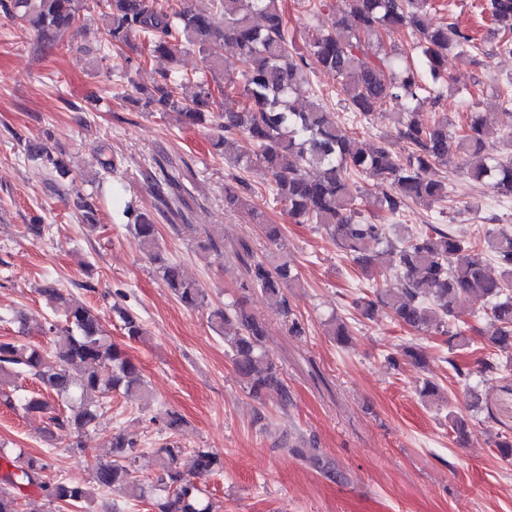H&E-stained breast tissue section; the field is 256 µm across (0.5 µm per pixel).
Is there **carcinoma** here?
<instances>
[{"label":"carcinoma","instance_id":"cac0c4a2","mask_svg":"<svg viewBox=\"0 0 512 512\" xmlns=\"http://www.w3.org/2000/svg\"><path fill=\"white\" fill-rule=\"evenodd\" d=\"M103 52L132 45L136 36L149 40L148 55L170 64L159 79L145 86L126 70L120 78L134 92L133 102L143 112L172 115L188 127L214 128L213 153L224 156L229 167L246 172L259 166L269 178L274 199L298 224H313L322 231L367 276L376 279V260L391 257L395 283L380 288L376 299L357 297L351 306L371 320L379 310L390 311L404 328L421 335L448 337V349L457 353L474 347L459 308L473 299H483V315L489 324L488 341L512 361V230L489 229L487 248L461 238L448 229L430 224L416 232H391L361 216L358 181H377L388 191L372 201L374 209L398 215L407 201L432 203L449 197L448 179L441 168L453 167L467 179L486 180L497 196L512 198V152L504 156L491 140L487 118L473 115L461 126L438 117L431 120L419 111L421 95L440 93L448 82L445 61L448 52L465 60L476 48L475 38L455 22L436 23L430 0H344L340 13L332 14L321 29L298 48L290 38L283 0H215L216 10H192L188 0L175 6L160 0H96ZM498 40L491 54H512V0H486L483 5ZM4 12L47 45L74 38L85 21L88 0H0ZM409 33L413 42L404 46L394 36ZM236 56L243 84L227 77L225 50ZM194 51L205 61V70L191 77L179 70L181 57ZM341 80L347 109L357 120L387 104L400 107L394 113L400 136L409 149L397 155L388 142L370 147L364 137L336 123L318 104H297L296 90L309 81L307 58ZM249 141L253 150L243 151L236 137ZM24 155L38 160L59 179L69 173L66 160L47 143L28 142ZM160 203L168 208L180 190L168 175L155 180ZM250 187L241 177L224 184V211L243 212L259 225L269 243L280 246V224L267 222L263 212L249 200ZM115 202L123 205L127 229L138 239L142 252L157 275L187 308L202 305L206 295L181 266L166 257L160 247L154 215L125 199L117 185ZM244 261L246 279L241 288L261 294L268 306L287 319L291 333L301 336L305 327L291 317L286 290L302 287L288 253L256 257L245 241L233 247ZM495 260L497 271L490 268ZM50 304L63 312L67 335L52 352L27 341L0 339V387L22 377L35 381L45 392L63 401L57 411L39 395L21 399L30 416L44 417L49 425L76 436L82 452V437L96 430L102 416L100 399L121 392L142 401L152 398L137 363L104 332L96 311L67 298L52 285L39 289ZM112 310L122 323L125 336H145L139 317L118 304ZM210 324L224 333L229 354L242 389L264 403L271 394L288 403V387L266 346L267 328L246 299L234 297L210 312ZM327 332L337 343L351 336L346 322L330 316ZM420 368L427 357L417 344L403 346L385 356L397 368L400 360ZM457 383L468 395L466 413H451L452 430L461 444L468 439L469 412L481 398L471 386L473 373L449 361ZM160 430L173 433L184 418L175 411L155 417ZM499 455L512 459V432L495 434ZM111 447L118 459L100 464L93 483L128 497L154 499L157 512H214L202 495L197 480L224 467L220 455L208 448L195 449L189 463H181L183 449L175 442L155 449L160 458L156 481L146 486L136 479L138 440L124 432L112 435ZM0 459L14 471L0 479V512H19L22 485L40 490L49 502L79 506L90 501V488L67 479L44 480L51 469L45 457L17 454L1 447Z\"/></svg>","mask_w":512,"mask_h":512}]
</instances>
